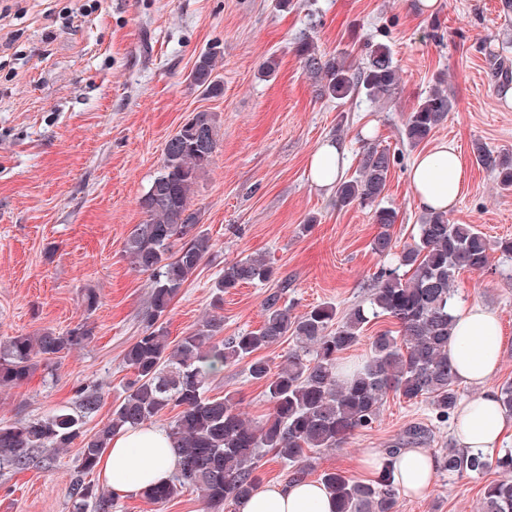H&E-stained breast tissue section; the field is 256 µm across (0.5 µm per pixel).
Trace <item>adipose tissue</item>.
<instances>
[{
  "mask_svg": "<svg viewBox=\"0 0 512 512\" xmlns=\"http://www.w3.org/2000/svg\"><path fill=\"white\" fill-rule=\"evenodd\" d=\"M346 152L328 141L309 159V178L318 190L332 192L341 178ZM465 166L454 146L442 143L419 154L408 179L416 206L426 211L449 212L461 195ZM453 337L448 358L459 381L477 392L459 405L454 417V443L464 451L494 453L512 417L506 415L490 389L500 362V320L496 311L478 304L455 307ZM177 466V456L166 429L145 425L115 435L100 461V473L114 495L138 494L168 481ZM439 466L437 458L420 448H406L396 457L395 475L400 489L420 496L432 486ZM334 499L322 484L299 480L259 488L242 500L237 512H335Z\"/></svg>",
  "mask_w": 512,
  "mask_h": 512,
  "instance_id": "adipose-tissue-1",
  "label": "adipose tissue"
}]
</instances>
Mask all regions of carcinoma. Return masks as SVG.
<instances>
[{
  "label": "carcinoma",
  "instance_id": "1",
  "mask_svg": "<svg viewBox=\"0 0 512 512\" xmlns=\"http://www.w3.org/2000/svg\"><path fill=\"white\" fill-rule=\"evenodd\" d=\"M295 51L314 82L320 98L343 100L364 94L379 100L391 94L399 80V67L386 45L366 58L339 48L320 52L310 38ZM489 69L499 88L512 87V60L491 54ZM214 55L199 56L192 71L194 84L209 95L222 92L213 77ZM439 78L422 97L404 124L403 139L411 147L424 142L442 125L453 101L439 88ZM201 115L206 140L188 129L179 130L163 152L161 169L138 199L145 220L126 239L131 264L150 277L145 330L129 345L125 363L133 370L122 400L111 417L87 435L85 419L103 400L101 388L87 385L76 391L73 409L57 410L30 420L0 425V464L26 469L38 454L67 448L81 440L79 464L70 480L73 512H115L113 495L87 480L112 436L148 424L168 411L175 412L167 430L179 458L171 479L142 493L150 503L164 505L192 490L202 493L208 508L237 505L259 487L260 459L270 454L304 474L303 462L312 449L334 450L358 429L372 425L384 396L393 392L409 402L429 401L437 418L448 420L458 406L457 380L448 363L455 306L453 283L465 269L479 271L487 262L491 242L472 224H457L443 212H427L414 243L396 255V264L383 267L375 277L367 304H359L340 317L336 308L318 304L295 315L280 306L273 293L266 302L260 329L218 338L224 317L205 319L177 343L169 341L161 319L183 286L209 253L210 238L200 229L199 216L189 214L191 196L210 167L217 149L218 121L213 112ZM476 161L495 173L501 189L512 190V157L485 144L476 145ZM395 156L385 149L367 147L360 158L359 176L339 180L336 205L357 204L371 212L380 231L370 243L381 256L393 254L389 233L397 213L380 205ZM273 268L261 258H245L224 266L215 282L222 293L243 284L271 280ZM386 317L399 326L398 335L386 330L370 338L369 355L350 379L336 374L340 354L361 344L364 327ZM93 328L82 323L64 334L45 331L0 341V388L17 387L35 373L38 363L87 344ZM295 348L278 365L256 356L284 338ZM245 361L250 380L265 387L272 412L253 424L239 411L230 395L212 397L208 391L214 373L229 363ZM440 470L450 475L479 476L494 469L501 478L482 487L479 512H512V448L494 455L460 453L445 448ZM321 483L336 501V512H396L398 488L393 470L383 464L370 481L353 480L330 470Z\"/></svg>",
  "mask_w": 512,
  "mask_h": 512
}]
</instances>
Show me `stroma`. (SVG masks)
Returning <instances> with one entry per match:
<instances>
[{
	"label": "stroma",
	"instance_id": "stroma-1",
	"mask_svg": "<svg viewBox=\"0 0 512 512\" xmlns=\"http://www.w3.org/2000/svg\"><path fill=\"white\" fill-rule=\"evenodd\" d=\"M16 0L0 12V338L67 332L87 323L85 347L41 363L24 384L0 390V423L41 417L75 405V391L100 386L101 409L87 418L94 433L109 418L133 375L126 348L141 335L149 277L127 259V237L144 215L138 199L158 174L166 141L194 112L219 120L214 161L193 197L211 240L196 275L164 318L179 341L208 314L224 317L234 336L260 327L266 300L299 314L328 303L345 314L365 302L387 260L369 246L378 231L368 209L337 207L334 194L311 184L310 154L330 139L347 149L344 178L359 174L364 146L395 156L382 206L398 221L397 246L411 243L421 211L408 169L418 150L446 142L461 154L467 179L449 217L474 224L488 239L512 238V193L479 165L484 143L512 155V98L502 97L485 58L512 39V17L500 0ZM313 37L329 53L366 43L391 48L400 80L389 100L318 98L295 52ZM215 51L223 91L212 97L192 84L198 57ZM275 60L276 71L262 68ZM445 74L454 101L447 120L410 147L401 131L410 112ZM263 256L275 278L245 284L213 308V284L226 264ZM459 304L498 311L501 368L493 385L512 381V260L491 251L487 266L456 279ZM98 307L87 312L85 295ZM212 396L233 395L244 417L261 421L270 404L245 364L220 368ZM422 431L407 438L409 428ZM454 445L452 425L428 403L389 394L380 416L332 451L309 452L306 476L327 470L355 477L364 451L418 446L432 453ZM79 446L24 470L0 466V512H73L71 474ZM482 480L437 473L420 498L399 495L397 512H478ZM118 512H208L185 492L164 506L140 495L119 498Z\"/></svg>",
	"mask_w": 512,
	"mask_h": 512
}]
</instances>
